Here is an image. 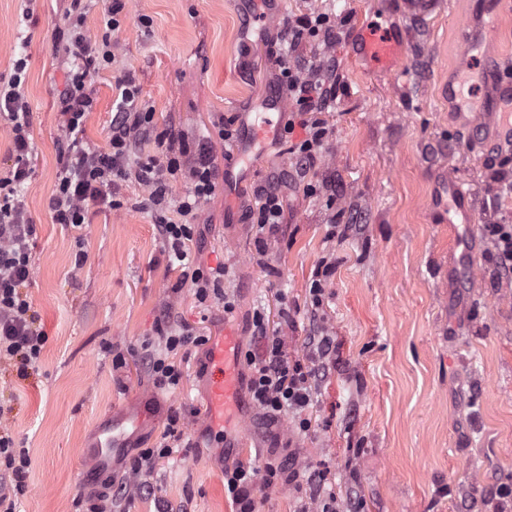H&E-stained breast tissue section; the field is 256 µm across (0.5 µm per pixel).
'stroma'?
Returning <instances> with one entry per match:
<instances>
[{"label":"stroma","instance_id":"obj_1","mask_svg":"<svg viewBox=\"0 0 512 512\" xmlns=\"http://www.w3.org/2000/svg\"><path fill=\"white\" fill-rule=\"evenodd\" d=\"M67 0H0V80L25 59V94L33 172L21 194L38 226L28 298L48 336L36 370L0 375V406L17 446L31 460L19 512H83L86 499L112 482L108 512H232L224 468L262 467L277 457L290 467L319 465L350 512H512V280L499 277L486 224L512 223V191L497 181L498 163L472 153L470 134L448 98L457 78L460 25L480 14V0H449L421 16L399 0H278L283 18L325 12L335 19L331 47L307 42L300 57L336 60V100L324 118L327 143L302 170L289 146L302 128L266 138L243 194L216 184L203 205L191 246L194 266L224 265L233 313L198 303L182 271L170 266L151 212L136 204L148 191L124 183V205L91 209L79 235L52 221L62 116L58 92L70 59L57 39ZM265 0H127L114 34L117 61L93 73V107L84 137L106 147L115 83L133 73L156 130L174 128L189 151L212 142L214 124L241 130L280 84L279 30L244 34V8ZM395 24L408 35L406 78L353 61L350 39L362 22ZM454 171L474 191L473 221L452 224L442 184ZM278 177L285 219L256 244L252 226L225 227L247 213L257 189ZM316 194L304 191L306 184ZM321 306L309 288L321 261ZM292 318L282 321L281 307ZM266 310L290 361L312 366L314 326L332 339L327 370L306 409L272 423L256 415L248 448H227L206 427L202 376L206 348L177 357L183 380L162 389L140 362L142 346L164 344L160 319L210 338L236 330L251 349L252 316ZM122 410L141 417L123 456L80 482L98 426ZM178 412L185 447L139 474L131 463L161 439ZM154 487L147 495L138 489ZM304 495L283 480L254 492L256 512H296Z\"/></svg>","mask_w":512,"mask_h":512}]
</instances>
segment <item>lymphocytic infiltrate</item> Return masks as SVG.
<instances>
[{"label": "lymphocytic infiltrate", "instance_id": "obj_1", "mask_svg": "<svg viewBox=\"0 0 512 512\" xmlns=\"http://www.w3.org/2000/svg\"><path fill=\"white\" fill-rule=\"evenodd\" d=\"M82 0H71L68 23L58 38L78 61L67 71L59 92L62 147L58 152L59 176L49 201L54 223L81 227L91 208L119 209L123 182L133 180L147 187L148 195L139 207L151 211L158 238L170 261L185 263L188 244L194 236L195 222L204 202L215 190L218 170L211 145H201L189 155L182 136L174 130L155 133L153 114L139 100V88L132 75L117 84L115 112L110 124L107 148L89 145L82 137L85 116L93 105L90 70L106 69L116 62L112 36L121 24L125 0H110L101 35L88 36L84 29ZM314 39L323 44L336 40V24L330 15L310 13L289 23L283 33L284 46L278 56L282 82L296 104L305 136L291 145L301 167L314 165L321 155L329 130L322 115L336 98V64L322 58L302 63L299 45ZM25 60H18L7 82L0 84V118L7 121L12 134V164L0 177V366L15 368L18 376L35 369L48 337L33 310L25 289L33 278L31 246L37 226L29 216L19 190L32 173L34 147L27 133L29 109L24 94ZM154 139L158 151L140 156L141 141ZM186 183V191L173 195L175 183ZM283 201L275 184L261 188L255 206L247 217L257 235L274 231L283 220ZM224 267L195 268L189 278L199 303L217 301L225 312L234 303L224 289ZM254 341L260 353H245L248 367L247 388L265 418L277 420L284 414L305 409L312 400V382L321 373L290 362L280 337L269 334L268 320L255 312L252 321ZM163 353L144 347L141 362L158 386L177 388L183 373L175 357L186 346L205 345L206 337L187 329H163ZM31 462L19 448L5 422L0 419V512H17L20 496L28 489ZM287 466L274 459L263 469L236 463L224 470V487L237 505V512H255L253 493L257 485H276Z\"/></svg>", "mask_w": 512, "mask_h": 512}]
</instances>
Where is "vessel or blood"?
Wrapping results in <instances>:
<instances>
[{
  "instance_id": "b4317fda",
  "label": "vessel or blood",
  "mask_w": 512,
  "mask_h": 512,
  "mask_svg": "<svg viewBox=\"0 0 512 512\" xmlns=\"http://www.w3.org/2000/svg\"><path fill=\"white\" fill-rule=\"evenodd\" d=\"M512 12V0H487L485 18L479 24L463 22L460 41L464 59H471L490 35L496 34L504 14ZM406 41L396 28L364 27L359 36L350 41L352 58H363L389 74L399 77L404 72L403 60ZM502 64H483L478 73L483 93L480 101H473L456 88H449L458 109L460 121L472 132V143L482 153L504 158L512 156V82L501 77ZM286 100L283 92L272 89L262 104L261 124L248 127L244 142L237 146L238 160H248L263 129L273 124V115L283 114ZM242 344L233 331L214 339L209 344L206 371L207 419L215 432H223L226 424H233L237 440H244L252 423L251 412L243 396L241 370ZM127 414L114 413L110 428L98 430L94 459L103 466L121 453L125 442Z\"/></svg>"
}]
</instances>
